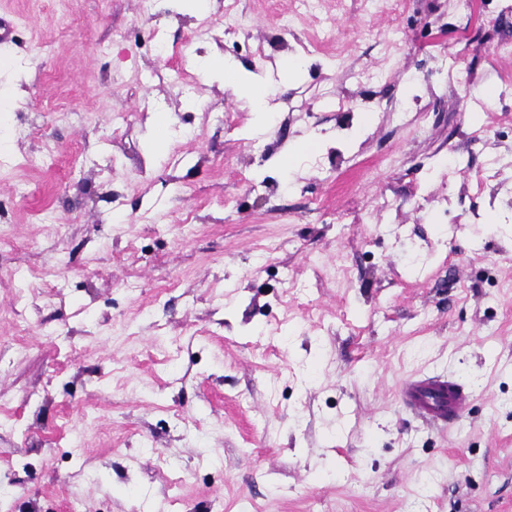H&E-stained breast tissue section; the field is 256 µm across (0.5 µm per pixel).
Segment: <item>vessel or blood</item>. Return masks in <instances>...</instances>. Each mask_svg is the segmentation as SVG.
<instances>
[{
	"label": "vessel or blood",
	"mask_w": 512,
	"mask_h": 512,
	"mask_svg": "<svg viewBox=\"0 0 512 512\" xmlns=\"http://www.w3.org/2000/svg\"><path fill=\"white\" fill-rule=\"evenodd\" d=\"M397 395L426 420L442 426L462 418L473 399L472 391L465 385L441 375L405 380Z\"/></svg>",
	"instance_id": "b4317fda"
}]
</instances>
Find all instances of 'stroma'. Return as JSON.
Masks as SVG:
<instances>
[{"label":"stroma","mask_w":512,"mask_h":512,"mask_svg":"<svg viewBox=\"0 0 512 512\" xmlns=\"http://www.w3.org/2000/svg\"><path fill=\"white\" fill-rule=\"evenodd\" d=\"M498 7L0 0V512H512ZM205 70L211 78L222 80L225 90H230L235 95H244L252 99L257 105V112H265L261 107L264 97L262 81L258 77L244 80L243 77L224 66L219 59H210L204 63ZM397 395L426 420L442 426L462 418L474 397L465 385L441 375L407 379L398 387Z\"/></svg>","instance_id":"obj_1"}]
</instances>
